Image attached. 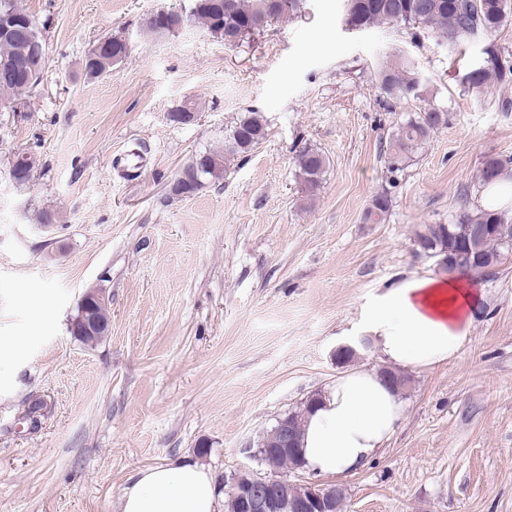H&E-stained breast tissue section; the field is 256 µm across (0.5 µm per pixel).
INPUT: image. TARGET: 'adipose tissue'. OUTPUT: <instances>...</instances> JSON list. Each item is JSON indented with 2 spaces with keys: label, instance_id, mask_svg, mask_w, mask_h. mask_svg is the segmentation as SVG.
<instances>
[{
  "label": "adipose tissue",
  "instance_id": "ef3b65f1",
  "mask_svg": "<svg viewBox=\"0 0 512 512\" xmlns=\"http://www.w3.org/2000/svg\"><path fill=\"white\" fill-rule=\"evenodd\" d=\"M474 292L455 279H413L389 289L372 308L369 328L388 361L424 368L451 358L464 344ZM404 416L398 391L376 372L352 369L321 394L307 415L299 456L319 475L364 467L396 431ZM216 483L195 462L140 471L122 492L120 512H218Z\"/></svg>",
  "mask_w": 512,
  "mask_h": 512
}]
</instances>
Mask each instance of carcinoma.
Masks as SVG:
<instances>
[{
	"mask_svg": "<svg viewBox=\"0 0 512 512\" xmlns=\"http://www.w3.org/2000/svg\"><path fill=\"white\" fill-rule=\"evenodd\" d=\"M194 0L192 16L202 23L213 37L227 45H237L248 35L266 27L272 21L291 15L299 9L301 0ZM512 19V0H344L343 23L350 30H363L379 25H396L425 30L436 41L457 46L479 34L490 37L503 30ZM29 49V38L15 37L0 41V63L18 61ZM380 93L388 98L413 96L423 102V110L401 124L386 143L388 169L401 171L440 126L446 124V113L433 103V91L425 87L413 63L400 57L387 61L375 73ZM512 80V60L503 56L498 44L491 40L483 49L481 64L464 76L467 91L481 95L490 87ZM34 86L26 80L0 82V103L14 109L24 108ZM267 138V126L258 112L245 113L228 137L226 151L203 152L204 165L196 168L187 163L183 170L191 180L190 194L199 191L209 178L224 174L228 157L247 155ZM496 156L488 155L479 171L484 186L512 178L506 166L493 171ZM296 169L305 191L312 195L319 188L326 172L327 160L319 151L302 147L295 157ZM388 191L377 192L364 214L367 224H380L390 211ZM505 224L512 238V214L494 208L464 209L451 224H425L416 233L417 252L427 258L445 259L456 256L458 262L475 274L492 276L496 270L488 258L504 252L497 237H488L479 244L478 253L468 255L466 247L479 225ZM270 473L300 466L295 451L268 453L262 458Z\"/></svg>",
	"mask_w": 512,
	"mask_h": 512,
	"instance_id": "carcinoma-1",
	"label": "carcinoma"
}]
</instances>
